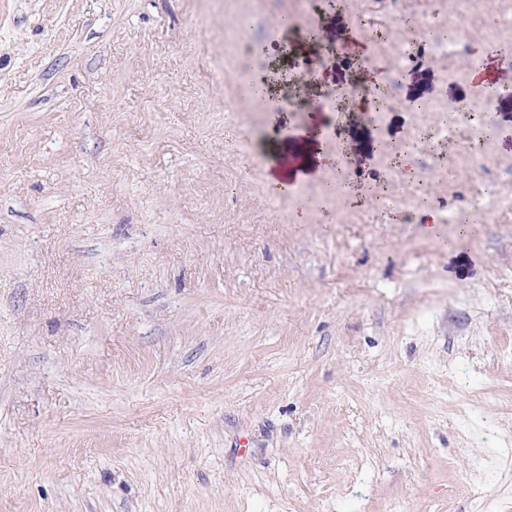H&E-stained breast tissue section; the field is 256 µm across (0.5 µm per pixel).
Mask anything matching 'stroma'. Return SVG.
<instances>
[{"instance_id": "1", "label": "stroma", "mask_w": 512, "mask_h": 512, "mask_svg": "<svg viewBox=\"0 0 512 512\" xmlns=\"http://www.w3.org/2000/svg\"><path fill=\"white\" fill-rule=\"evenodd\" d=\"M335 15L402 70L376 119L325 102ZM468 32L452 58L387 0H0V512H512V97L434 134L512 27L482 0ZM238 42L306 109H254ZM301 130L353 193L269 182Z\"/></svg>"}]
</instances>
